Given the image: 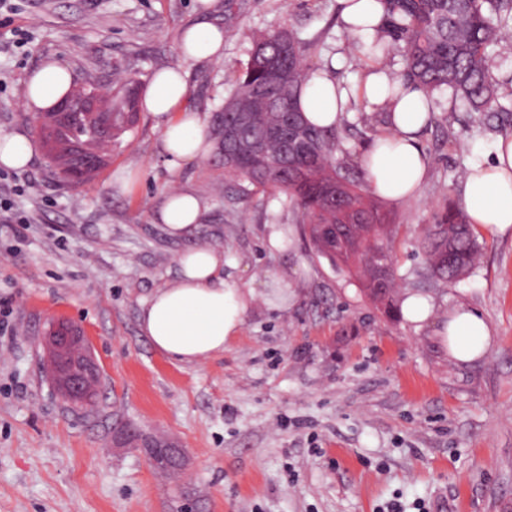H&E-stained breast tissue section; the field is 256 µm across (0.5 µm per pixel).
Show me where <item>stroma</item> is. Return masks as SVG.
<instances>
[{
  "instance_id": "35a3bbf8",
  "label": "stroma",
  "mask_w": 512,
  "mask_h": 512,
  "mask_svg": "<svg viewBox=\"0 0 512 512\" xmlns=\"http://www.w3.org/2000/svg\"><path fill=\"white\" fill-rule=\"evenodd\" d=\"M196 0H10L0 12V133L32 131L25 79L43 60L68 65L75 86L108 84L113 67L149 81L182 65L187 108L221 110L227 81L254 35L293 32L316 67L359 88L378 60L347 33L340 0H243L221 59L182 62L179 41ZM499 111L431 97L421 135L429 175L417 200L375 203L393 238L395 301L418 293L435 318L458 305L492 329L486 355L452 361L433 325L385 313L358 274L316 254L298 212L276 193L246 194L220 157L169 170L146 113L91 179L50 172L43 143L26 170L0 169L20 224L0 223V512H512V235L478 233L480 259L451 284L421 279L420 240L447 206L461 207L464 173L512 137V38L491 51ZM386 130L355 97L335 130L337 165L362 180L360 158ZM206 204L187 239L153 219L170 187ZM284 232L281 249L267 243ZM223 252L224 277L260 287L275 274L288 306L258 297L221 355L180 364L140 331L142 301L178 275L177 257ZM78 325L100 369L96 409L67 404L47 371L49 317ZM178 449L158 470L144 442Z\"/></svg>"
}]
</instances>
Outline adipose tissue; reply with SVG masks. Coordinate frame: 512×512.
<instances>
[{"instance_id": "1", "label": "adipose tissue", "mask_w": 512, "mask_h": 512, "mask_svg": "<svg viewBox=\"0 0 512 512\" xmlns=\"http://www.w3.org/2000/svg\"><path fill=\"white\" fill-rule=\"evenodd\" d=\"M342 21L348 33L372 41L382 25L379 0H341ZM200 20L188 26L179 49L184 62L217 60L224 54V32L207 21L216 0H198ZM187 74L182 65L165 66L153 73L141 100L155 128L160 131L159 152L168 169L178 170L203 160L212 151L209 125L198 112L185 106ZM72 72L55 58L43 61L30 72L23 105L40 112L70 88ZM366 94L372 104L387 105L389 133L373 143L362 158L373 190L384 199L404 204L420 194L428 174V158L420 136L430 121L428 98L409 83H392L387 72L371 73ZM347 104L330 72L317 71L303 88L299 108L305 119L319 128L336 127ZM470 224L486 233H512V138L494 146L491 160L473 164L462 189ZM203 203L188 188L168 193L155 213L173 238L193 235L201 221ZM179 273L170 285L157 289L140 309V330L152 346L170 361L194 364L223 353L227 342L238 335L250 311L256 291L224 277L223 253L207 247L182 252ZM402 317L423 326L436 322V335L451 359L468 364L482 358L492 343L486 320L471 308L459 305L447 316L434 319L425 297L406 295Z\"/></svg>"}]
</instances>
